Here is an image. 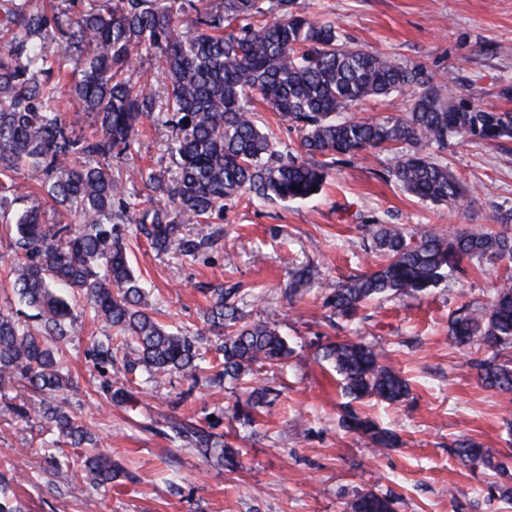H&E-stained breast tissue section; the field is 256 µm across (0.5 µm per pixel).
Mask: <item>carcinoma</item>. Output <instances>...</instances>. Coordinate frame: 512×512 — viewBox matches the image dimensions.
<instances>
[{
  "mask_svg": "<svg viewBox=\"0 0 512 512\" xmlns=\"http://www.w3.org/2000/svg\"><path fill=\"white\" fill-rule=\"evenodd\" d=\"M0 0V227L9 235L10 287L15 306L0 310V381L16 378L52 395L80 391L63 373L69 327L77 320L72 297H80L101 325L87 355L101 371L122 366L123 381L107 379L102 391L118 404L133 398L128 383L144 378L156 388L174 374L196 385L204 352L214 351L212 383L252 380L254 367L280 364L293 352L277 324L247 322L236 288L211 289L205 326L173 330L142 309L145 283L127 260L120 224L123 191L112 177V161L130 150L136 127L166 101L168 123L184 132L179 143L173 207L142 212L141 226L159 251H166L179 226L207 218L224 199L247 194L258 203L305 200L322 189L327 170L368 151L391 153L388 178L421 201L458 204L466 188L435 153L457 137L483 145L512 138V111L488 109L449 86L419 63H398L353 45L333 23L293 11L294 0ZM192 15L194 31L183 35L181 16ZM54 37L75 59L71 91L80 115L69 119L51 104L46 84V40ZM151 54L166 75V89L130 83L134 62ZM410 97L404 111L380 119L347 113L368 97ZM262 101L300 133L298 147L279 149L274 130H261L255 102ZM37 183L71 215L68 224H48L38 205L10 213L7 192L13 175ZM151 191L164 192L163 175L136 173ZM382 262L373 272L336 285L327 304L337 317L357 319L364 300L383 294L413 298L462 273L469 258L512 260V235L505 232H425L412 244L392 224L372 232ZM318 274L312 264L293 271L288 295L308 293ZM449 336L466 348L475 342L493 355L475 363L485 387L512 393V278L495 286L490 301L465 308L451 321ZM353 401L405 399L409 384L380 361L376 346L341 340L321 346ZM43 418L58 435L51 456L72 470L71 492L107 491L118 477L112 460L75 449L96 442L93 421L47 407ZM339 424L366 437L374 448H393L398 436L379 421L344 407ZM171 431L231 471L240 450L189 424ZM463 462L481 463L502 476L508 468L472 440L456 443ZM352 512H394V501L368 492ZM0 512L23 505L0 477Z\"/></svg>",
  "mask_w": 512,
  "mask_h": 512,
  "instance_id": "1",
  "label": "carcinoma"
}]
</instances>
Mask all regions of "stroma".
Returning a JSON list of instances; mask_svg holds the SVG:
<instances>
[{"label":"stroma","instance_id":"obj_1","mask_svg":"<svg viewBox=\"0 0 512 512\" xmlns=\"http://www.w3.org/2000/svg\"><path fill=\"white\" fill-rule=\"evenodd\" d=\"M295 7L397 62L423 64L450 85L466 83L485 106L507 107L498 90L512 78V0H295ZM166 119L153 113L127 161L112 167L130 205L125 239L132 269L146 284L145 308L161 323L196 329L209 289L235 286L246 296V320L273 316L293 352L282 369L259 372L270 401L252 409L249 424L233 416L245 390L204 382L193 388L179 377L142 390L133 406H117L101 393L86 355L100 325L84 310L72 326L67 371L81 386L82 412L95 422L97 452L126 474L110 492L72 495L71 472L46 461L41 442L48 426L32 410L34 397L5 383L0 473L13 480L25 512H351V503L370 491L394 494L396 512H512L499 493L504 477L463 465L453 452L460 439L511 451L512 394L481 384L472 361L486 357L484 347L462 350L448 338L455 311L486 304L512 263L464 260L460 278L416 298L368 300L350 324L324 305L336 284L375 270L374 225H398L412 239L434 227L496 229L497 211L512 208V139L497 147L449 144L442 160L467 188L459 206L409 197L382 178L386 155L365 153L333 167L311 199L258 204L244 195L201 223L182 225V237L209 242L191 257L174 245L156 251L135 224L143 210L171 203L135 176L149 169L175 182L182 134ZM308 262L319 265L320 276L302 300H293L288 272ZM345 337L378 344L382 362L410 382L404 402L362 406L398 433L399 447L371 449L338 423L347 398L318 346ZM173 421L213 426L240 449V469L226 472L172 440Z\"/></svg>","mask_w":512,"mask_h":512}]
</instances>
